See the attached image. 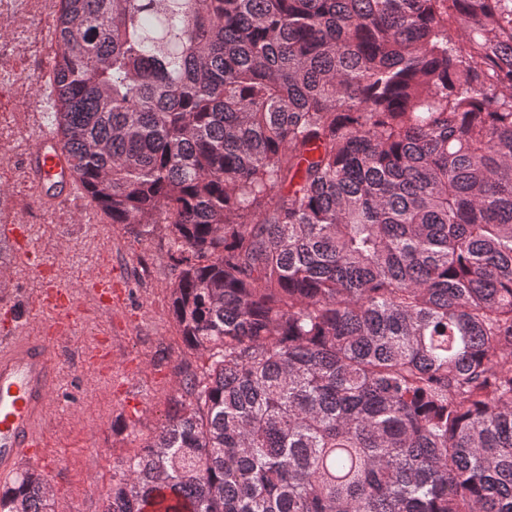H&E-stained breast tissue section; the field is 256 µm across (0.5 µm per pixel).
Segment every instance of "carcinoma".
Wrapping results in <instances>:
<instances>
[{
  "label": "carcinoma",
  "instance_id": "carcinoma-1",
  "mask_svg": "<svg viewBox=\"0 0 512 512\" xmlns=\"http://www.w3.org/2000/svg\"><path fill=\"white\" fill-rule=\"evenodd\" d=\"M40 90L165 225L180 395L101 512H512V0H59ZM24 471L0 512H51Z\"/></svg>",
  "mask_w": 512,
  "mask_h": 512
}]
</instances>
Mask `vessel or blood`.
Returning <instances> with one entry per match:
<instances>
[{
    "instance_id": "b4317fda",
    "label": "vessel or blood",
    "mask_w": 512,
    "mask_h": 512,
    "mask_svg": "<svg viewBox=\"0 0 512 512\" xmlns=\"http://www.w3.org/2000/svg\"><path fill=\"white\" fill-rule=\"evenodd\" d=\"M32 190L37 210L50 212L63 204L90 211L92 205L81 183L71 171L65 151L53 134L41 133L20 168ZM89 293L97 310L111 313L123 300L114 289L112 271L99 266ZM36 320L31 326L15 325L0 336V482L9 481L20 463L52 456L49 398L64 356L61 343L72 331L79 314L72 294L51 284L37 289L32 299ZM85 366H111L112 350L106 342L82 356Z\"/></svg>"
}]
</instances>
